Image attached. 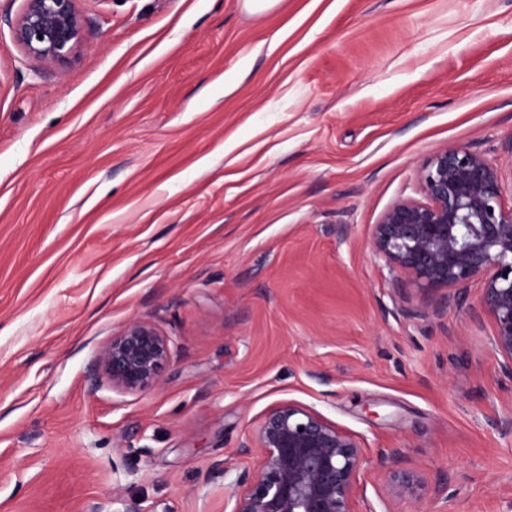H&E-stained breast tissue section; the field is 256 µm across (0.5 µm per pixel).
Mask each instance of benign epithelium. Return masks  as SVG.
Wrapping results in <instances>:
<instances>
[{"instance_id": "7a95c632", "label": "benign epithelium", "mask_w": 512, "mask_h": 512, "mask_svg": "<svg viewBox=\"0 0 512 512\" xmlns=\"http://www.w3.org/2000/svg\"><path fill=\"white\" fill-rule=\"evenodd\" d=\"M12 38L34 64L64 62L80 48L85 18L78 0H24ZM420 198H400L380 215L373 254L430 293L480 281V306L492 319L500 372L512 378V205L502 166L464 144L435 150L415 174ZM173 354L157 326L133 320L98 352L97 364L121 393L155 389ZM252 459L222 465L224 512H354L363 449L314 408L288 400L270 407L241 444ZM400 496L420 499L410 473L393 475Z\"/></svg>"}]
</instances>
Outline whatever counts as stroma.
I'll return each mask as SVG.
<instances>
[{
    "label": "stroma",
    "mask_w": 512,
    "mask_h": 512,
    "mask_svg": "<svg viewBox=\"0 0 512 512\" xmlns=\"http://www.w3.org/2000/svg\"><path fill=\"white\" fill-rule=\"evenodd\" d=\"M0 0V512H224L272 405L361 445L355 512H512V380L480 282L369 246L447 143L506 163L512 0H79L33 64ZM158 388L96 358L130 319ZM423 481L397 497L388 473ZM172 354L169 336L148 321L133 320L98 352L97 364L113 390L146 393L159 385Z\"/></svg>",
    "instance_id": "stroma-1"
}]
</instances>
